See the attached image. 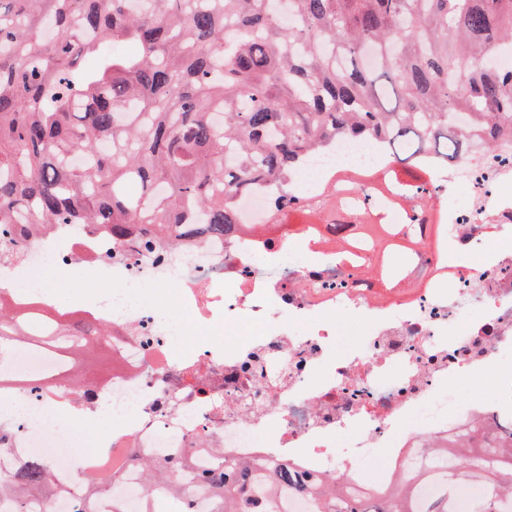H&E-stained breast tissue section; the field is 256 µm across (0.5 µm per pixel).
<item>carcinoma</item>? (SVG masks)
<instances>
[{
  "label": "carcinoma",
  "mask_w": 512,
  "mask_h": 512,
  "mask_svg": "<svg viewBox=\"0 0 512 512\" xmlns=\"http://www.w3.org/2000/svg\"><path fill=\"white\" fill-rule=\"evenodd\" d=\"M295 25L283 27L277 4ZM512 0H0V225L14 242L57 224H98L114 243L239 231L238 196L263 184L279 206L303 161L333 140H378L413 181L421 154L450 164L512 138ZM0 293V353L41 342ZM0 427V499L15 512L52 500V464L10 462ZM426 477L480 480L470 512H512V431H480L432 449ZM179 462L145 464L180 502L197 483L224 485L219 512H276L281 487L311 512H368L345 479L313 496L296 471L252 477L222 468L167 482ZM373 512H417L412 477L378 493Z\"/></svg>",
  "instance_id": "cac0c4a2"
}]
</instances>
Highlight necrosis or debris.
<instances>
[{
    "label": "necrosis or debris",
    "mask_w": 512,
    "mask_h": 512,
    "mask_svg": "<svg viewBox=\"0 0 512 512\" xmlns=\"http://www.w3.org/2000/svg\"><path fill=\"white\" fill-rule=\"evenodd\" d=\"M419 176L435 189L421 215L397 197L384 149L372 141H337L292 179L300 204L335 192L340 216L369 210L395 239L412 242L400 285L383 279L371 241L339 245L316 219L289 223L263 188L237 200L241 222L260 227L252 237L186 233L135 249L90 225L78 236L52 232L1 262L0 286L18 301L48 262L84 264L110 283L85 312L112 326L97 338L112 356L110 375L68 386L78 367L53 347L19 346L0 362V393L17 407L7 443L17 458L55 462L53 512H79L90 483L94 512H149L158 492L144 485V459L184 457L193 472L286 459L322 478L348 475L365 492L361 473L373 463L383 462L390 479L418 468L428 443L465 439L474 423L512 430V374L467 410L457 395L512 360V141L451 166L424 159ZM493 240L501 249L490 250ZM341 313L365 324L343 351ZM248 324L275 330L233 347L184 348L192 330ZM104 410L116 421L99 433V452L71 465L69 437L47 431L43 419L87 422ZM481 492L474 481L429 479L417 487V506L425 512L445 493L455 512H469Z\"/></svg>",
    "instance_id": "1"
}]
</instances>
